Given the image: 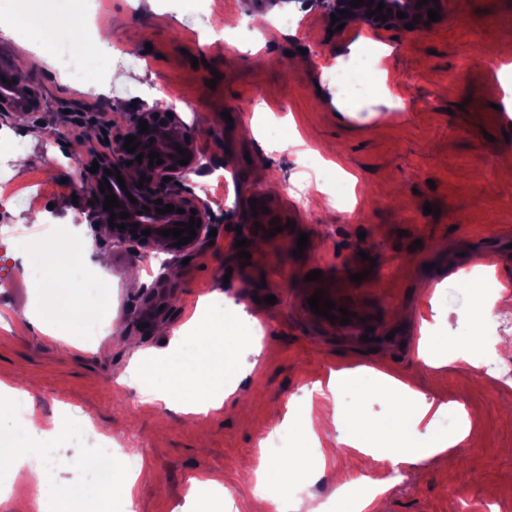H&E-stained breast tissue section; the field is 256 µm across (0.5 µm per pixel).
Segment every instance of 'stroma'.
Returning a JSON list of instances; mask_svg holds the SVG:
<instances>
[{
	"instance_id": "35a3bbf8",
	"label": "stroma",
	"mask_w": 512,
	"mask_h": 512,
	"mask_svg": "<svg viewBox=\"0 0 512 512\" xmlns=\"http://www.w3.org/2000/svg\"><path fill=\"white\" fill-rule=\"evenodd\" d=\"M87 2L0 0V15L64 18ZM272 2L101 0L111 65L127 80L95 89L78 71L44 60L19 33L0 32V72L25 76L36 90L31 115L0 118V155L15 159L11 146L20 142L28 160L26 171L0 185V383L24 395L43 429L63 432V440L34 443L69 460L53 475L67 512L101 508L82 462L102 436L114 459L133 454L143 463L136 512H229L230 500L240 508L275 499L255 453L272 440L278 461L306 451L288 507L344 512L354 496L338 492L332 474L355 455L350 442L363 420L389 426L397 411L382 382L367 396L356 383L330 384L340 369H373L409 384L414 397L448 403L413 428L417 440L469 420L454 463L394 470L383 448L366 455L367 471L390 479L386 512H512V356L495 351L512 332V316L487 310L512 283V191L498 188L501 173L512 170V101L497 85L499 65L512 64V0H450L440 21L414 33L354 24L335 35L304 0L284 6L280 15L292 23L277 27ZM228 16L236 19L230 38ZM364 38L390 47L389 80L338 110L330 70H356L361 60L348 48ZM299 51L307 68L294 66ZM195 57L201 66H192ZM158 84L194 106L181 115L200 160L186 185L217 229L213 244L186 264L160 251L113 247L88 222L82 195V170L108 149L104 129L154 106ZM387 90L401 97L400 107L382 103ZM351 176L355 185L334 209L307 206ZM254 199L264 213L253 214ZM427 204L439 215L424 214ZM36 209L43 223H33ZM275 219L284 225L278 234ZM303 233L309 242L297 258ZM29 236L79 241L88 277L109 283L104 306L81 303L73 314L79 324L106 320L108 331L93 342L70 329L48 336L35 327L46 290L28 282L18 242ZM241 237L262 242L263 259L243 264ZM313 270L321 279L307 281ZM355 273L362 281H352ZM318 291L352 312L350 324L308 314L306 301ZM268 295L276 303H265ZM161 296L167 305L158 310ZM216 296L224 299L218 317L207 308ZM366 323L375 336L369 343L360 334ZM425 326L454 362L435 369L419 359ZM199 329L224 336L232 362L222 409L183 413L173 392L146 401L140 365L191 366ZM486 355L494 373L483 368ZM327 385L333 391L321 397ZM331 418L330 437L314 440L309 420ZM207 479L223 495L204 487ZM77 485L87 490L83 498L70 496ZM35 489L24 468L0 470V512H30Z\"/></svg>"
}]
</instances>
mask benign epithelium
<instances>
[{
	"label": "benign epithelium",
	"instance_id": "7a95c632",
	"mask_svg": "<svg viewBox=\"0 0 512 512\" xmlns=\"http://www.w3.org/2000/svg\"><path fill=\"white\" fill-rule=\"evenodd\" d=\"M418 0H373L372 4L361 7L350 6V0H312L313 7L319 10L326 20L331 17L338 18V23L347 25L359 23L373 30L385 28L390 25L399 30H405V25L414 23L413 31L418 32L426 28L428 21L429 9H438V13L442 14L446 11L448 0H438L419 7ZM392 9V15L388 16L387 21L382 22L368 17L367 13L376 9L378 4ZM346 10L349 16L340 17L339 11ZM401 11L406 18L399 19L395 12ZM420 16L418 22H413V17ZM32 85L25 79L18 77L16 83L0 84V112H7L11 115H24L30 112L34 94ZM147 121L148 131L140 132V121ZM132 135L135 142L139 143L138 148L133 153L123 149L125 137ZM191 135L188 128L180 121L177 113L167 115V109L161 107H153L145 109L141 112L132 114L126 126L122 129L114 131L111 135L109 152L102 155L98 161V172H85L84 180L87 184L86 200L94 201V204L86 205L89 221L96 223L99 220H109L110 213L117 214L115 223L127 224V228L121 230L117 226L107 227V233L112 237L114 244L122 246L126 244H134L145 253H149L157 247L163 248L167 253L174 257L185 256L200 246H202L209 238V232L212 229L211 213L198 199L191 194L180 195L178 202H173L172 190L178 188L184 182L186 175L196 166L197 159L194 153V141L186 140ZM154 142H149V139ZM188 150L191 159L185 166L177 164V161L183 159V156L175 150L176 146ZM155 151L160 154V158L164 160L161 165L154 167L149 166L150 152ZM143 155L142 162L135 161L137 155ZM118 169L120 176L126 184V189H121L116 181V176H106L105 170ZM145 176L148 181L143 183V187H137L140 177ZM169 176L171 180L162 181V178ZM108 180L111 184L112 191H100L99 185L103 180ZM113 193L118 198L120 206L115 207L112 211L104 210L105 196ZM135 197L137 203H132L129 197ZM160 199L162 204L156 205L154 201ZM174 204V211L162 215L156 211V208H165L167 204ZM149 207L150 211L146 212L143 207ZM183 209L185 213L179 214L177 210ZM196 213H191V210ZM127 212L129 217L125 220L118 217V213ZM201 222L199 228L195 229L196 236L192 241L181 246L175 245L177 239L173 236L164 237L160 235V231L164 229H172L175 223H189L190 217ZM136 229V233H130V229ZM149 229L151 233L142 234V231Z\"/></svg>",
	"mask_w": 512,
	"mask_h": 512
}]
</instances>
